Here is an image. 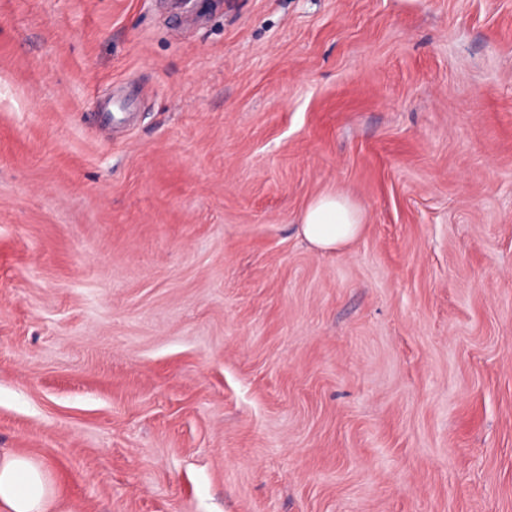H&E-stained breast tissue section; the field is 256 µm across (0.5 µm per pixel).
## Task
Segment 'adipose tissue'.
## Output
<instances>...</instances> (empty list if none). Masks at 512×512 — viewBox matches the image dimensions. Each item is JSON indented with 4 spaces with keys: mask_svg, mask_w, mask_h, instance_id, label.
<instances>
[{
    "mask_svg": "<svg viewBox=\"0 0 512 512\" xmlns=\"http://www.w3.org/2000/svg\"><path fill=\"white\" fill-rule=\"evenodd\" d=\"M363 229L360 212L337 193L324 194L305 209L300 235L323 251H334L356 239ZM56 489L43 467L20 454L0 457V512H52Z\"/></svg>",
    "mask_w": 512,
    "mask_h": 512,
    "instance_id": "adipose-tissue-1",
    "label": "adipose tissue"
}]
</instances>
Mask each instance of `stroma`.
Segmentation results:
<instances>
[{
  "label": "stroma",
  "instance_id": "stroma-1",
  "mask_svg": "<svg viewBox=\"0 0 512 512\" xmlns=\"http://www.w3.org/2000/svg\"><path fill=\"white\" fill-rule=\"evenodd\" d=\"M2 453L64 512H512V0H0ZM363 229L360 212L341 194H324L305 209L299 234L322 251H336L356 239Z\"/></svg>",
  "mask_w": 512,
  "mask_h": 512
}]
</instances>
